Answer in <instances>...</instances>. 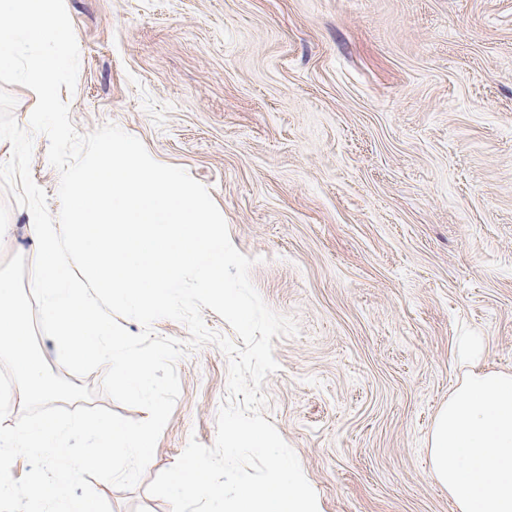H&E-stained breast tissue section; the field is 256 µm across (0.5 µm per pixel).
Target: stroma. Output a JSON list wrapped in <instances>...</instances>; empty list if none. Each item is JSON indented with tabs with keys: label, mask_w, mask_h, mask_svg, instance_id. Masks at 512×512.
<instances>
[{
	"label": "stroma",
	"mask_w": 512,
	"mask_h": 512,
	"mask_svg": "<svg viewBox=\"0 0 512 512\" xmlns=\"http://www.w3.org/2000/svg\"><path fill=\"white\" fill-rule=\"evenodd\" d=\"M80 51L78 133L112 123L205 185L265 303L264 418L321 512H452L433 417L457 336L512 370V0H65ZM34 138L31 176L58 214ZM0 260L35 252L0 194ZM180 393L140 483L112 512H171L148 484L213 445L228 358L176 364Z\"/></svg>",
	"instance_id": "obj_1"
}]
</instances>
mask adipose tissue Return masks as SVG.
<instances>
[{
	"label": "adipose tissue",
	"instance_id": "ef3b65f1",
	"mask_svg": "<svg viewBox=\"0 0 512 512\" xmlns=\"http://www.w3.org/2000/svg\"><path fill=\"white\" fill-rule=\"evenodd\" d=\"M456 350L464 374L434 418L432 475L454 512H512V372L487 367L477 333Z\"/></svg>",
	"mask_w": 512,
	"mask_h": 512
}]
</instances>
